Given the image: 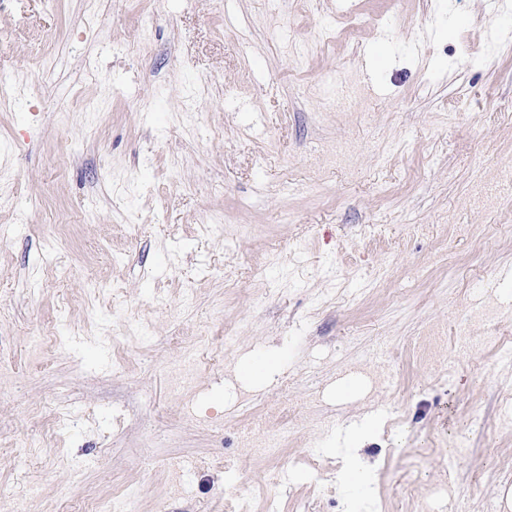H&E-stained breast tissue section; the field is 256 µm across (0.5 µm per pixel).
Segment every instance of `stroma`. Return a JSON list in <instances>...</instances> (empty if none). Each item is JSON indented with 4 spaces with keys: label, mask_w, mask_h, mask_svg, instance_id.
<instances>
[{
    "label": "stroma",
    "mask_w": 512,
    "mask_h": 512,
    "mask_svg": "<svg viewBox=\"0 0 512 512\" xmlns=\"http://www.w3.org/2000/svg\"><path fill=\"white\" fill-rule=\"evenodd\" d=\"M0 78V512H512L511 17L0 0Z\"/></svg>",
    "instance_id": "1"
}]
</instances>
